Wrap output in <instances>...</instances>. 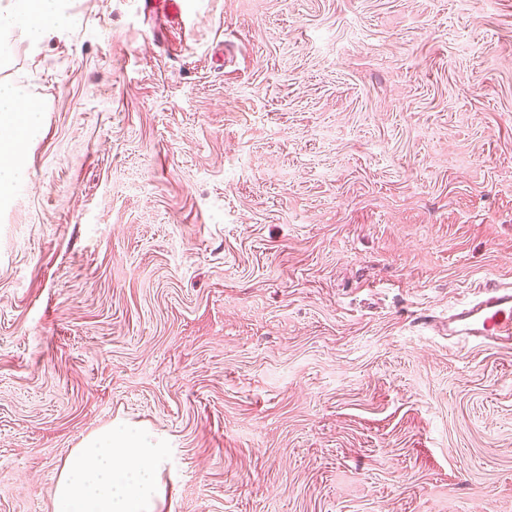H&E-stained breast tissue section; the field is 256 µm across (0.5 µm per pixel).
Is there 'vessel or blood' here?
<instances>
[{"label": "vessel or blood", "mask_w": 512, "mask_h": 512, "mask_svg": "<svg viewBox=\"0 0 512 512\" xmlns=\"http://www.w3.org/2000/svg\"><path fill=\"white\" fill-rule=\"evenodd\" d=\"M445 329L456 344L472 343L512 349V287L490 286L478 298L457 308Z\"/></svg>", "instance_id": "obj_1"}]
</instances>
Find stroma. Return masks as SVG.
<instances>
[{"mask_svg": "<svg viewBox=\"0 0 512 512\" xmlns=\"http://www.w3.org/2000/svg\"><path fill=\"white\" fill-rule=\"evenodd\" d=\"M68 0L0 72V512L113 422L161 512H512V0ZM27 103L18 87L7 80H0V194L9 192L20 181V168L15 162L17 155L14 132L18 128L29 131L37 127L44 110ZM9 160L2 163V158ZM448 339L512 349V287L489 286L478 298L457 308L445 323Z\"/></svg>", "mask_w": 512, "mask_h": 512, "instance_id": "stroma-1", "label": "stroma"}]
</instances>
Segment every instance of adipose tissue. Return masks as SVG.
Segmentation results:
<instances>
[{"instance_id":"obj_1","label":"adipose tissue","mask_w":512,"mask_h":512,"mask_svg":"<svg viewBox=\"0 0 512 512\" xmlns=\"http://www.w3.org/2000/svg\"><path fill=\"white\" fill-rule=\"evenodd\" d=\"M69 24L64 0H0V69L13 56V36L33 46ZM42 115L18 87L0 80V194L21 176L15 131L34 129ZM161 474L162 461L148 433L105 427L88 436L64 465L54 488V512H159Z\"/></svg>"}]
</instances>
